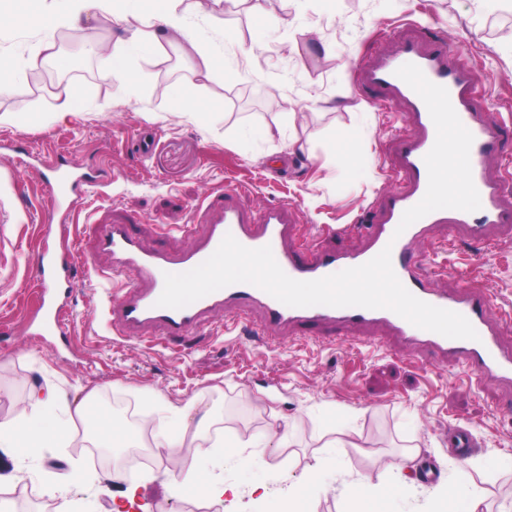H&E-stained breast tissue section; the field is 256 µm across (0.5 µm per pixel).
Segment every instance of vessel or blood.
I'll return each mask as SVG.
<instances>
[{"instance_id":"obj_1","label":"vessel or blood","mask_w":512,"mask_h":512,"mask_svg":"<svg viewBox=\"0 0 512 512\" xmlns=\"http://www.w3.org/2000/svg\"><path fill=\"white\" fill-rule=\"evenodd\" d=\"M407 63L418 66L428 80L447 89L461 122L471 132L470 165L481 207L475 213L439 209L402 231L398 225L404 212L418 204L426 193L428 171L424 158L436 139V128L424 101L396 74L397 69ZM358 80L376 91V104L388 108L397 100L413 115L412 128L397 139L396 173L402 185L383 202L382 223L368 225L363 248L351 252L321 248L310 254L286 249L284 238L288 220L283 208L269 209L254 218L248 215L241 193H227L199 206L198 214L202 223L208 224L209 231L202 243L185 253L144 250L128 225H104L98 244L112 255L113 276H132L138 281L137 286L112 300L109 311L117 315L124 330L158 327L168 337L182 336L196 329L203 315L216 307L225 308L237 323L244 320L248 311L256 310L270 325L295 331L314 323L345 330L383 323L391 328L399 343L461 365L468 371L474 387H481L485 380L492 379L512 393V346L502 342L489 320L491 298L464 278L457 287L446 291L429 288L419 277L410 252L415 240L439 234L453 242L464 232L473 240L482 241L484 247H492V239L482 236L481 226L485 223L496 225L500 235L512 236V202L506 198L512 188L491 180L485 168L489 156L512 148V128L489 126L482 113L475 111L473 70L460 62L457 51L446 47H425L410 38L400 40L391 51L372 56ZM228 234L248 248L270 247L280 268L300 281L329 276L340 266L363 265L383 249H390L394 272L407 290L428 304L462 314L478 337L474 340L447 338L417 328L387 309L291 307L247 283L229 285L180 309L158 306L166 274L194 269L216 251ZM32 296L38 332L43 334L61 328L62 309L56 305L49 283L39 280Z\"/></svg>"}]
</instances>
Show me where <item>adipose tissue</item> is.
I'll return each instance as SVG.
<instances>
[{
    "instance_id": "adipose-tissue-1",
    "label": "adipose tissue",
    "mask_w": 512,
    "mask_h": 512,
    "mask_svg": "<svg viewBox=\"0 0 512 512\" xmlns=\"http://www.w3.org/2000/svg\"><path fill=\"white\" fill-rule=\"evenodd\" d=\"M182 0H0V17L9 18L16 26L37 27L41 38L37 52L54 48L53 34L59 25L72 27L89 20L109 19L115 25V48L109 55V66L104 79L129 84L134 80L131 68L133 58L164 46L179 48L183 55L194 58L200 75L210 74L224 64V53L204 47L193 27L179 10ZM186 408L164 405L150 423L158 446L177 450L183 447L185 437H192L197 447H204L209 440L207 427L188 428ZM73 417H94L99 434L96 446L108 448L120 442L125 447H138L141 432L123 429L119 417L102 408H90L87 399L74 404ZM40 417L37 431H25L24 426L32 417ZM67 426L50 411L48 400L34 399L29 408L14 417L0 421V447L41 448L47 443L60 441ZM345 496L348 512H393L394 496L386 485L365 481L348 483ZM483 499L470 484L451 480L439 490L432 512H483Z\"/></svg>"
}]
</instances>
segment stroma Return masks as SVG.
I'll use <instances>...</instances> for the list:
<instances>
[{"label":"stroma","instance_id":"35a3bbf8","mask_svg":"<svg viewBox=\"0 0 512 512\" xmlns=\"http://www.w3.org/2000/svg\"><path fill=\"white\" fill-rule=\"evenodd\" d=\"M272 7L268 0H229L199 27L204 46L224 49L230 76L197 77L169 47L136 59L129 87L105 82L99 74L108 57L98 45L110 40L111 24L102 19L61 27L55 36L61 55L94 67L88 77L68 80L84 96L78 119L51 118L56 93L41 77L46 60L27 71L21 90L0 92V114L8 117L0 124V420L51 389L67 405L88 394L101 406L118 398L150 417L162 402L187 405L190 424L206 418L211 435L250 444L252 473L225 464L223 449L210 448L201 484L235 486L236 496H177L161 475L195 451L185 447L176 457L152 446L148 466L114 479L111 466L95 461L88 424L78 420L62 446L34 456L0 449V512H15L21 487L31 512H57V500L43 492L50 481L67 484L70 512H116L130 485L138 486L146 512H258L288 500L325 456L323 427L332 411L353 428L355 445L309 486L316 512H346L344 485L353 480L404 484L397 512H428L438 486L456 474L448 435L459 425L475 438L466 470L488 512L512 507V474L487 467L490 453L512 457V403L491 384L475 393L464 368L439 366L385 341L383 326L367 328L374 342L366 346H350L327 328L274 344L261 317L231 330L216 310L186 336L152 340L124 333L104 312L107 293L127 285L96 248L104 224L133 225L144 248L183 252L206 232L194 222L200 204L239 185L253 211L290 208L294 244L358 247L361 226L376 221L369 202L398 186L394 141L405 126L379 111L356 80L384 39H437L460 50L477 75V110L489 123H512V42L494 21L512 12V0H495L490 10L482 0H281L273 8L287 18L284 27L263 23ZM326 43L333 56L323 55ZM187 91L209 111L205 123L183 116ZM286 112L295 113L293 125H285ZM266 128L273 138L263 136ZM338 131L358 166L332 152ZM292 136L299 146H289ZM142 140L149 153H141ZM60 160L94 177L75 187V210L65 223L51 195L52 167ZM31 209L42 211V223H27ZM190 223L194 234H184ZM414 253L430 287L455 285L437 273L441 260L485 290L495 314L512 312V238L499 239L478 263L465 245L422 242ZM40 272L69 313L66 327L44 336L35 333L29 303ZM284 427L288 447L265 442L270 429ZM414 446L420 453L406 462ZM374 454L384 471L372 468Z\"/></svg>","mask_w":512,"mask_h":512}]
</instances>
